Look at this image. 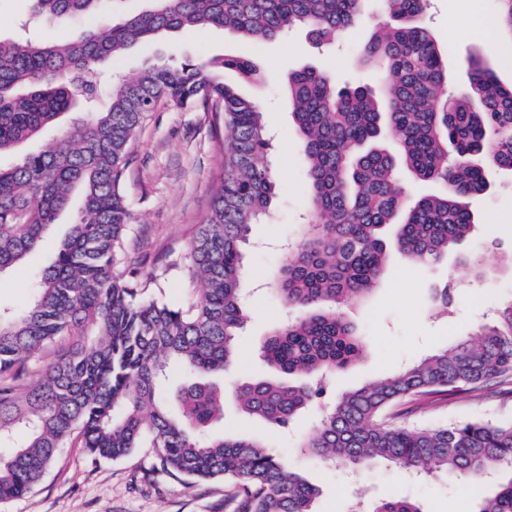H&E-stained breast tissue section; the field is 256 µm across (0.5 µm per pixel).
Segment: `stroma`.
Here are the masks:
<instances>
[{"label": "stroma", "instance_id": "35a3bbf8", "mask_svg": "<svg viewBox=\"0 0 512 512\" xmlns=\"http://www.w3.org/2000/svg\"><path fill=\"white\" fill-rule=\"evenodd\" d=\"M496 16V0H428L425 22L448 53V83H466L462 67L473 53L485 57L502 83H512V44L496 40L487 47L470 26L474 11ZM369 19L349 29L335 47L313 48L304 33L253 42L228 37L220 29L168 33L155 43L136 46L118 58L114 70L136 75L150 60L171 65L190 59L205 64L215 58L250 59L261 75L242 85L257 100L273 135L272 161L278 192L272 223L253 225L251 246L245 250L250 321L239 338L240 357L224 376L225 384L266 374L257 346L270 328L288 319L290 311L275 293L271 277L289 255L282 245L295 239L303 214L309 210L306 161L300 135L293 123L285 79L289 72L314 65L329 72L337 84L376 86L375 71L360 64L357 49L369 37L370 20L379 18L380 4L371 0ZM214 113L199 107L176 108L160 104L152 112L133 146L124 173L123 190L132 212L125 252L117 272L132 282L151 281L150 297L178 308L192 302L186 275L187 248L205 219L218 185L219 143ZM489 187L470 198L473 234L447 261L430 268L408 264L392 254L387 271L373 294L352 311L368 345L366 356L350 369L336 373L333 387L343 392L374 377L394 372L401 363L420 359L459 338L470 335L501 304L512 300V269L502 262L512 252V170L489 167ZM80 200L69 207L44 233L42 246L25 261L0 273V304L14 309L28 304L37 272L50 265L70 226L79 215ZM462 255L476 256L484 269L474 277L459 264ZM171 265L161 275L162 265ZM456 285L451 314L427 308L431 289ZM512 421V400L471 398L439 401L418 423L450 424L459 420ZM319 424L316 410H306L290 430L238 413L226 405L224 420L211 428L214 436L240 434L263 439L271 449L309 480L319 485L317 512H350L357 495L370 499L408 495L426 512H471L455 481L443 474L421 480L407 477L392 465L360 469L356 478L324 466L314 457L297 453L300 440ZM231 490L223 480L187 483L165 471L153 449L139 448L124 459H95L70 441L40 483L27 494L0 505V512H234Z\"/></svg>", "mask_w": 512, "mask_h": 512}]
</instances>
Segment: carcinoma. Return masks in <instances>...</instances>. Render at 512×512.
I'll use <instances>...</instances> for the list:
<instances>
[{"mask_svg":"<svg viewBox=\"0 0 512 512\" xmlns=\"http://www.w3.org/2000/svg\"><path fill=\"white\" fill-rule=\"evenodd\" d=\"M30 18H87L104 0H31ZM366 0H152L137 15L70 38L31 43L0 38V274L38 247L46 228L81 198L51 265L27 306L0 307V501L42 479L71 437L100 459L154 449L161 466L188 480L229 483L238 512H316L319 487L262 441L211 437L224 419V388L213 378L239 358L248 321L243 280L251 227L273 218L276 181L271 138L256 100L217 79L232 70L257 80L247 59L210 65L154 61L110 86L99 72L128 47L185 30L220 28L242 39L281 38L306 30L318 48L355 26ZM389 21L358 49L379 74L378 88L339 87L322 70L288 74L307 165L308 224L278 271L274 290L296 312L274 326L258 355L273 372L237 385L244 414L287 428L319 405L318 431L299 448L334 467L393 464L411 476L433 472L484 494L472 512H512V423L470 420L408 426L427 398H468L493 385L512 397V301L462 338L396 372L341 395L330 378L365 349L344 309L383 278L390 249L430 267L474 229L468 199L486 190V165L512 169V85L480 56L466 59L467 83L448 91L447 53L425 25L427 0H380ZM500 31L512 41V0H497ZM165 100L215 113L228 131L219 186L209 215L188 249L194 302L183 310L147 299L115 266L131 213L123 175L149 112ZM60 137L36 152L26 142L72 112ZM388 134L395 151L380 145ZM439 182L444 191L408 200L401 172ZM451 289L430 293L431 309L448 311ZM65 352L39 377L27 362L48 344ZM185 382L172 398L159 388L170 365ZM364 512H424L418 500L378 499Z\"/></svg>","mask_w":512,"mask_h":512,"instance_id":"carcinoma-1","label":"carcinoma"}]
</instances>
